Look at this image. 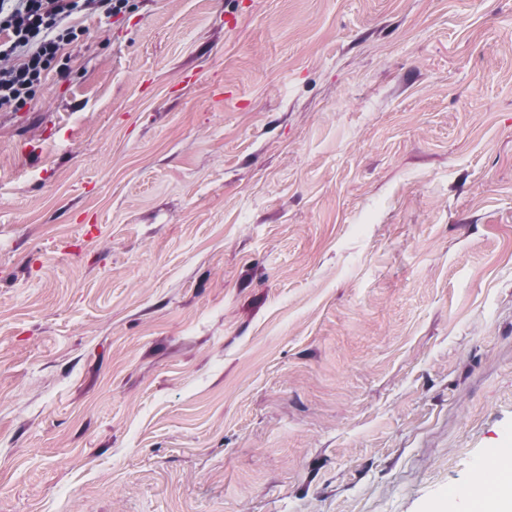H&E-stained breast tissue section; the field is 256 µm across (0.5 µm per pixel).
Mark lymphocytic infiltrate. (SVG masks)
<instances>
[{
	"label": "lymphocytic infiltrate",
	"mask_w": 512,
	"mask_h": 512,
	"mask_svg": "<svg viewBox=\"0 0 512 512\" xmlns=\"http://www.w3.org/2000/svg\"><path fill=\"white\" fill-rule=\"evenodd\" d=\"M130 9L131 0H0V112L22 109L49 74L68 76L71 51L86 34L70 24L72 15L110 18Z\"/></svg>",
	"instance_id": "f902f5d3"
}]
</instances>
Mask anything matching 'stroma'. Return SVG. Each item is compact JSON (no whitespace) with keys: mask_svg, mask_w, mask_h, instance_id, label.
<instances>
[{"mask_svg":"<svg viewBox=\"0 0 512 512\" xmlns=\"http://www.w3.org/2000/svg\"><path fill=\"white\" fill-rule=\"evenodd\" d=\"M78 23L0 112V512H443L512 432V0Z\"/></svg>","mask_w":512,"mask_h":512,"instance_id":"stroma-1","label":"stroma"}]
</instances>
